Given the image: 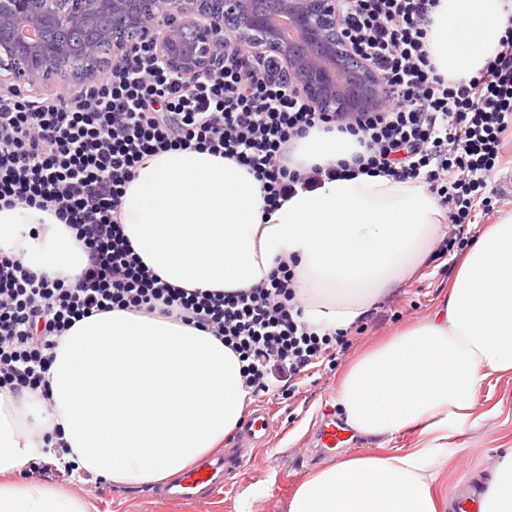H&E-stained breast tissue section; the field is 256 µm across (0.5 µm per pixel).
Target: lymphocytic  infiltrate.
Returning <instances> with one entry per match:
<instances>
[{"label":"lymphocytic infiltrate","mask_w":512,"mask_h":512,"mask_svg":"<svg viewBox=\"0 0 512 512\" xmlns=\"http://www.w3.org/2000/svg\"><path fill=\"white\" fill-rule=\"evenodd\" d=\"M437 4L336 0L340 33L379 81L372 111H321L271 52L231 47L185 78L143 41L80 89L50 98L1 89L0 205L53 208L88 265L77 282L50 281L0 254V388L47 392L59 337L114 309L213 332L237 355L253 397L347 349L346 333L321 334L302 320L288 260L248 291L224 293L172 287L142 263L123 232L122 199L137 168L161 152L236 161L261 182L270 211L296 189L356 170L419 179L453 226L436 257L464 251L477 209H493L490 183L512 131V27L477 76L449 80L427 44ZM318 126L356 136L361 153L333 166H286L290 146Z\"/></svg>","instance_id":"lymphocytic-infiltrate-1"}]
</instances>
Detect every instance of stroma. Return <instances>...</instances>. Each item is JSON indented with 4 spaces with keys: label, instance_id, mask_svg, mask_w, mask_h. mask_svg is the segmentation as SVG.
I'll list each match as a JSON object with an SVG mask.
<instances>
[{
    "label": "stroma",
    "instance_id": "1",
    "mask_svg": "<svg viewBox=\"0 0 512 512\" xmlns=\"http://www.w3.org/2000/svg\"><path fill=\"white\" fill-rule=\"evenodd\" d=\"M459 261L456 253L444 260H425L382 307L367 316L362 334L353 336L352 347L334 365L315 368L298 382L295 392L264 397V405L274 414L275 430L268 443L246 449L248 463L211 498L208 512H239L244 504L251 512H287L292 491L323 463L319 457L296 458L293 451L312 446L323 414L335 407L336 387L346 368L395 329L424 318L442 288L447 287ZM502 417H490L458 438V449L449 456L440 477L447 495H455L461 487L477 490L478 477L485 475L498 454L504 432ZM153 491L150 485L129 491L104 485L90 494L89 500L97 512H194L191 505L154 497Z\"/></svg>",
    "mask_w": 512,
    "mask_h": 512
}]
</instances>
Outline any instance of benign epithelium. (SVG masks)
<instances>
[{"label":"benign epithelium","instance_id":"7a95c632","mask_svg":"<svg viewBox=\"0 0 512 512\" xmlns=\"http://www.w3.org/2000/svg\"><path fill=\"white\" fill-rule=\"evenodd\" d=\"M278 16L298 42L283 38ZM229 27L235 46L275 50L324 112H350L380 94L340 42L336 0H0V71L29 89L58 73L92 80L127 51L124 32L133 30L189 77L224 54ZM105 42L108 57L99 55Z\"/></svg>","mask_w":512,"mask_h":512}]
</instances>
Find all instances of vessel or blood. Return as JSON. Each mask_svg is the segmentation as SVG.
Returning a JSON list of instances; mask_svg holds the SVG:
<instances>
[{
	"instance_id": "b4317fda",
	"label": "vessel or blood",
	"mask_w": 512,
	"mask_h": 512,
	"mask_svg": "<svg viewBox=\"0 0 512 512\" xmlns=\"http://www.w3.org/2000/svg\"><path fill=\"white\" fill-rule=\"evenodd\" d=\"M274 431V419L268 408H260L244 425L245 437L254 443L266 442ZM353 435L335 415L325 414L316 432L317 455L328 456L348 447ZM230 472L223 457L213 456L182 473L176 481L160 489L165 500L194 505L196 512H207L209 499L223 490Z\"/></svg>"
}]
</instances>
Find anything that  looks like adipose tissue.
Listing matches in <instances>:
<instances>
[{"label": "adipose tissue", "instance_id": "ef3b65f1", "mask_svg": "<svg viewBox=\"0 0 512 512\" xmlns=\"http://www.w3.org/2000/svg\"><path fill=\"white\" fill-rule=\"evenodd\" d=\"M511 24L512 0H439L427 31L438 73L476 76ZM359 150L355 137L317 127L291 159L325 166ZM263 196L234 160L162 152L126 186L123 231L147 267L190 292L246 290L294 258L304 320L349 332L404 282L444 222L422 181L382 174L321 180L268 216ZM0 253L51 280L77 281L87 265L54 211L27 205L0 206ZM495 375H512V211L468 247L432 314L361 357L337 386L349 428L375 440L408 432L409 448L311 471L287 512H447L439 476L457 436L479 425L477 395ZM49 390L0 389V512H88L65 488L23 478L32 462L71 464L116 489L170 480L219 448L248 402L236 354L210 331L117 309L64 333ZM49 436L67 452L47 451ZM481 512H512L510 447Z\"/></svg>", "mask_w": 512, "mask_h": 512}]
</instances>
